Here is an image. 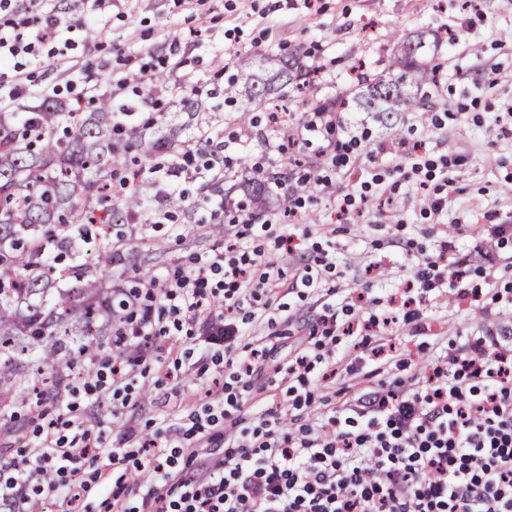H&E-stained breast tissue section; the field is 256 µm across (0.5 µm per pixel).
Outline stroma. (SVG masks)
I'll list each match as a JSON object with an SVG mask.
<instances>
[{"instance_id":"stroma-1","label":"stroma","mask_w":512,"mask_h":512,"mask_svg":"<svg viewBox=\"0 0 512 512\" xmlns=\"http://www.w3.org/2000/svg\"><path fill=\"white\" fill-rule=\"evenodd\" d=\"M76 41L69 56L76 73L97 81L103 65L124 73L149 67L154 81L170 85L161 107L144 104L137 125L167 120L190 136L199 116L181 111L180 101L197 90L205 103L203 116L224 123V172L234 189L224 198V216L238 213L241 186L256 169H269L264 141L266 113L248 142L230 122L231 104L224 101L229 80L273 71L281 59L303 68L321 65L313 88L296 94L293 112L310 111L313 100L338 101L361 93L358 73L380 74L397 50V39L412 32L425 35L420 58L438 65V88L424 112H354L352 119L372 142L397 150L399 143L425 139L423 158L433 170L430 185L450 183L447 212H424L415 182L389 174L385 159L360 156L358 179L336 168L326 174L335 194L313 193L305 204L306 223L295 229L303 248L322 243L324 225L336 228L335 269L323 271L318 290L299 297L291 287L294 272L282 268L284 303L306 320L322 303H341L347 290L370 286V295L387 301L403 278L410 248L434 249L452 224L466 225L459 255L470 258L473 224L483 215L492 223L512 224V0H477L461 9L456 0H119L107 16L106 28L88 39L90 0H64ZM381 176L396 184L390 197H370L344 223L336 221L341 195L355 191L357 180ZM223 241L214 225L197 224L183 239L170 237L167 225L140 224L125 235L123 269L126 286H135L146 271L162 275L187 263L196 253ZM377 261L383 276L369 278L365 268ZM434 334L447 338L477 333L482 323L512 320V311L491 305L489 312L454 305L450 290L428 308Z\"/></svg>"}]
</instances>
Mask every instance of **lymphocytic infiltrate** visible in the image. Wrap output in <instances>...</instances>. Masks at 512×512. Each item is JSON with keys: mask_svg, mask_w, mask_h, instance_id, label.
<instances>
[{"mask_svg": "<svg viewBox=\"0 0 512 512\" xmlns=\"http://www.w3.org/2000/svg\"><path fill=\"white\" fill-rule=\"evenodd\" d=\"M10 12L0 23V109L24 95H99L95 84L32 83L45 58L61 61L56 44L72 26L55 10L39 22ZM316 140L315 161L288 187L296 220L306 190L326 188V168H347L351 151L368 145L345 113L321 109L289 123L287 143L268 141V157ZM260 231L297 267L303 287L331 269L327 249L302 251L269 220ZM457 249L454 236L420 249L386 313L350 293L341 326L338 309L323 305L285 362L274 360V344L246 339L247 326L272 323L281 270L235 225L188 268L133 288L113 284L112 351L85 355L65 396L43 395L48 413L33 446L0 458V512H37L51 500L64 512H89L94 486L111 491L112 512H512V346L500 340L503 326L427 358L391 341L400 323L429 331L427 305L440 286L452 288L456 306L478 301ZM343 334L373 354L366 386L353 383L348 357L323 359ZM187 344L201 360L223 363L224 381L206 389L200 410L146 433L133 392L151 371L180 366ZM322 361L326 369L317 370ZM334 392L342 403L331 401ZM91 403L117 424L112 444L96 430ZM85 465L91 483L75 482Z\"/></svg>", "mask_w": 512, "mask_h": 512, "instance_id": "f902f5d3", "label": "lymphocytic infiltrate"}]
</instances>
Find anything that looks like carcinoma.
<instances>
[{
	"label": "carcinoma",
	"mask_w": 512,
	"mask_h": 512,
	"mask_svg": "<svg viewBox=\"0 0 512 512\" xmlns=\"http://www.w3.org/2000/svg\"><path fill=\"white\" fill-rule=\"evenodd\" d=\"M399 58L389 64L388 76L364 78L365 90L356 99L363 112H416L431 107L429 95L412 97L406 86L422 88L435 81V70L420 61L408 44ZM283 65L270 76L254 79L238 95L229 87L224 94L240 100L235 120L252 125L248 113L271 91L287 93L296 78ZM123 105L112 96L100 99L96 111L81 117L72 134L61 137L58 129L69 130L75 113L64 102H44L21 115L0 112V386H22L16 358L37 351V362L47 374L45 386L55 382L54 371L65 358L78 353L76 344H91L106 328L112 315V289L102 285L112 273V236L99 238L89 262L75 261L59 267L48 261L58 251L79 253L84 225L136 224L145 209L141 189L112 194V179L127 167L131 145L124 128L130 125ZM180 129L165 134L140 133L137 147L148 159L162 156L167 166L142 173L152 184L173 173L178 164ZM224 174L214 169L200 182V194L224 191ZM71 280L75 287L52 296L51 285Z\"/></svg>",
	"instance_id": "1"
}]
</instances>
